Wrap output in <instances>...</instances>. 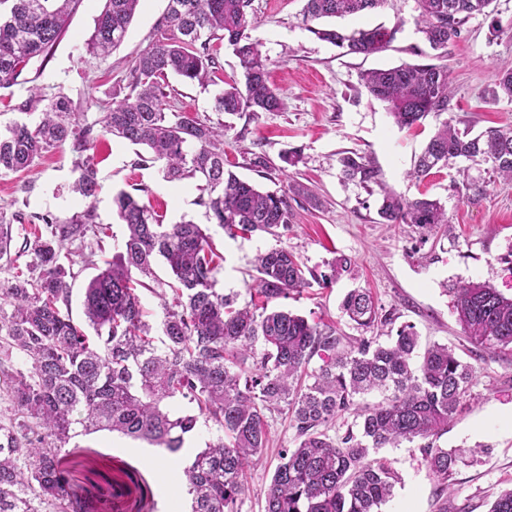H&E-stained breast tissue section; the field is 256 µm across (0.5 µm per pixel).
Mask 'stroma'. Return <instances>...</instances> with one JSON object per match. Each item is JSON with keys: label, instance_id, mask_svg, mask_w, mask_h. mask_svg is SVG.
Wrapping results in <instances>:
<instances>
[{"label": "stroma", "instance_id": "obj_1", "mask_svg": "<svg viewBox=\"0 0 512 512\" xmlns=\"http://www.w3.org/2000/svg\"><path fill=\"white\" fill-rule=\"evenodd\" d=\"M167 4L168 0H140L124 41L103 57L89 54L87 42L105 0H81L48 56L34 59L16 85L0 88V124L38 120V110L21 107L32 87L49 98L66 95L84 123L94 122L111 104L115 87L137 54L155 38ZM303 5L304 0H251L249 9L254 19L251 36L272 62L271 83L284 94L282 111L234 115L215 111V97L227 82L242 77L238 58L224 43L215 46L217 64L209 82L170 78L166 108L223 122L224 153L240 178L270 191L286 188L291 180L308 188V196L292 200L290 228L278 242L312 268H323L340 254L351 258L352 274L342 276L332 287L315 286L291 295L281 300V307L347 333L351 327L341 314L340 302L347 291L366 288L393 312L395 325L413 326L422 344L454 347L474 366L464 405L436 444L479 451L476 461L459 465L453 475L456 492L448 499V512H488L496 496L512 488V432L495 422L496 414L512 411V353L470 354L446 289L460 281H486L504 295H512V182L498 179L491 166L482 162L469 163L464 177L451 166L423 181L412 179L414 160L433 133L435 119L427 118L416 129H399L385 104L361 85V72L412 61L413 48H424L417 30L416 0H385L374 11L340 20V27L349 31L401 24L390 49L369 57L344 54L310 33ZM492 9L490 15L469 18L459 37L448 44L447 115L457 128L475 133L489 128L512 130V100L492 92L493 72L512 69V0H494ZM288 150L300 151L301 160L284 173L280 156ZM137 151V146L112 136L99 137L101 189L91 204L69 189L78 157L69 143L46 154L31 172L0 176V215L11 220L12 251H19L40 216L66 220L89 209L97 223L109 228L102 242L106 255L115 254L124 243L125 227L112 198L119 191L139 187L148 188L147 199L163 214L165 223L184 219L205 223L204 210L195 203V181H164L156 168L135 166ZM347 151L374 160L397 193L440 199L448 210L447 234L412 224H384L377 213L380 193L342 179L339 160ZM258 156L270 161L269 169L253 167ZM471 180L485 183L482 197L469 199ZM212 234L224 255L220 287L237 292L240 302H247L245 283L255 255L278 242L260 234L232 239L218 228ZM269 431L268 448L248 472L253 493L245 497L241 512H263L259 491L271 480L277 452L295 445L285 416L273 415ZM214 434V428L198 424L183 452L176 455L108 432L79 438L78 444L90 450L92 465L99 471L108 474L124 463L139 471L151 497L142 501L131 496L126 512H189L182 461ZM377 456L401 477L383 512H401L405 507L412 512H436V485L416 444L383 448Z\"/></svg>", "mask_w": 512, "mask_h": 512}]
</instances>
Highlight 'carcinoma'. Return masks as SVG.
I'll return each mask as SVG.
<instances>
[{"label":"carcinoma","mask_w":512,"mask_h":512,"mask_svg":"<svg viewBox=\"0 0 512 512\" xmlns=\"http://www.w3.org/2000/svg\"><path fill=\"white\" fill-rule=\"evenodd\" d=\"M384 0H305L304 19L319 39L370 56L391 47L400 24L345 33L317 26L323 19L371 11ZM493 0H418V30L435 58L463 23ZM79 0H0V87L17 79L35 58L61 38ZM139 0H106L87 50L105 55L124 40ZM251 0H168L159 36L135 60L95 125L101 131L147 147L139 165L158 167L168 182L198 179L195 204L230 238L256 233L276 240L288 232V192L263 191L226 168L224 124L213 125L165 111L167 79L204 83L215 69L213 42H226L240 60L242 80L215 97L218 112H278L284 99L269 85V60L252 39ZM368 93L386 104L400 128L428 118L439 126L418 156L411 176L423 180L454 159L491 164L512 181V131L476 135L448 120L450 87L445 64L404 62L361 74ZM497 95L512 99V71L493 74ZM44 103L31 125L12 123L0 131V175L29 171L45 153L72 141L78 153L91 149L94 125L80 122L63 96L46 99L37 88L22 104ZM343 178L378 187V214L386 224H415L448 231V212L437 199L407 198L388 186L381 169L356 152L340 158ZM72 192L97 196V162H75ZM128 230L121 252L103 261L84 291L85 327L71 314V288L61 258L71 245L102 242L105 227L87 209L60 222L41 217L22 253L25 269L0 281V391L6 417L0 420V512H100L98 499L70 483L61 450L71 440L98 431L119 433L172 454L194 433L199 418L216 435L183 469L192 512H240L249 492L247 471L268 442V415H288L296 446L282 448L261 494L265 512H381L394 494L398 473L370 458L379 448L420 441L439 495L455 492L449 478L464 450L444 449L436 440L462 406L475 370L455 349L421 347L411 325L382 343L372 332L393 322V312L365 289L349 291L341 312L361 332L336 329L276 305L316 283L327 288L351 270L339 255L327 270L310 268L286 246L255 258L257 276L250 301L224 293L218 274L224 255L211 229L192 220L163 223L149 203L126 191L113 198ZM163 260L170 282L155 280ZM160 299L162 319L148 320L139 289ZM468 341L479 351L512 350V298L486 282L446 289ZM320 364L311 366L314 358ZM185 400L196 413L176 415L171 402ZM352 416L338 437L328 434L336 419Z\"/></svg>","instance_id":"1"}]
</instances>
